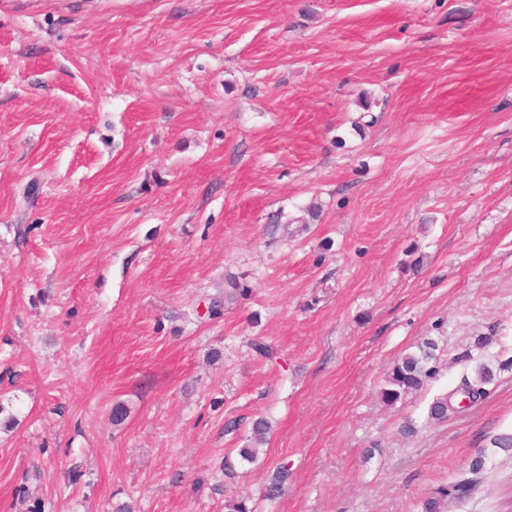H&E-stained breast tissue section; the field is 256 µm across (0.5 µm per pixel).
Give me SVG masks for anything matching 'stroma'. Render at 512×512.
Listing matches in <instances>:
<instances>
[{
    "instance_id": "stroma-1",
    "label": "stroma",
    "mask_w": 512,
    "mask_h": 512,
    "mask_svg": "<svg viewBox=\"0 0 512 512\" xmlns=\"http://www.w3.org/2000/svg\"><path fill=\"white\" fill-rule=\"evenodd\" d=\"M0 405V512H512V0H0ZM437 345L426 341L420 346L418 353L405 355L392 368L388 376L387 387L382 390V397L387 403H395L407 394L416 391L436 375L434 351Z\"/></svg>"
}]
</instances>
